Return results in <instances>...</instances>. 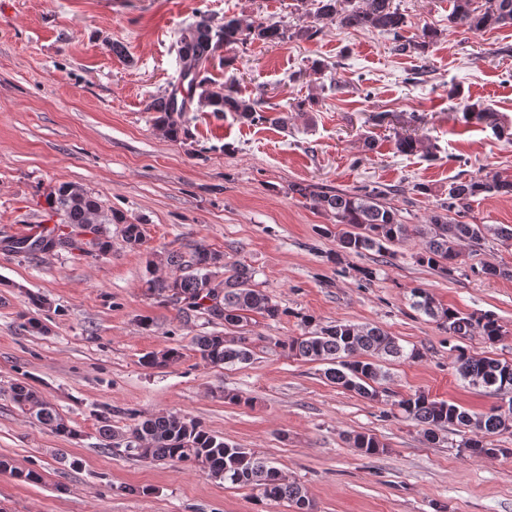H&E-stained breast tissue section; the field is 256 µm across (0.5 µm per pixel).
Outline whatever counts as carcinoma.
<instances>
[{
    "label": "carcinoma",
    "instance_id": "cac0c4a2",
    "mask_svg": "<svg viewBox=\"0 0 512 512\" xmlns=\"http://www.w3.org/2000/svg\"><path fill=\"white\" fill-rule=\"evenodd\" d=\"M315 20L334 21L353 31L379 30L393 37V51L414 53L425 49L436 32L424 28L416 40H405L401 31L406 18L393 6V0H315ZM453 27L465 26L473 32L512 25V0H484L477 6L475 0H454L448 15ZM287 37L276 24L242 26L235 17H224L216 23L202 15L181 31L179 57L180 81L187 82L190 91L200 90L199 102L214 112H232L241 119H260L257 101L239 97L233 84L218 89L201 77L202 67L223 45L248 41L276 42ZM148 110L156 113V123L172 140L187 134L175 115L186 110V99H178L177 91L153 99ZM291 191L309 201L313 208L332 213L336 218V241L342 252L362 255L373 251L384 257L391 247L406 235L407 227L400 222L398 210L384 202L387 192L377 189L323 192L311 184H295ZM512 194V180L496 176L471 177L455 182L448 191V201L433 212L430 221L421 225L422 251L417 262L440 269L449 275L462 257L460 243L481 245L488 231L486 224H468L460 219L461 212L471 198L482 193ZM47 209L60 217L65 230L37 235L13 237L3 241L0 250L6 255H22L35 259L56 251L54 242L64 240L66 249L82 256L105 257L112 254V236L109 225H124L125 242L131 246L143 240L139 224L127 222L117 211L107 212L91 192L71 183H61L45 199ZM166 263L173 268L167 277H150L147 290L175 307L178 317L191 320L195 313L208 316L209 321L226 329H244L250 315L258 314L276 321L285 310L272 300L255 282V272L236 265L223 274L224 255L206 245H193L189 258L169 253ZM411 306L434 320L451 338L465 337L478 327L487 341L494 343L502 336L500 325L493 315L464 313L436 303L425 289L411 291ZM262 341L285 353L308 361L330 365L327 380L338 387L375 401L379 385L386 374L382 362L387 358L414 361L421 357L417 349L404 352L396 337L377 326L336 321L316 327L304 335L287 340L264 337ZM194 345L200 359L212 365L247 363L254 354L249 336H229L213 332L197 336ZM454 369L457 375L474 387L491 388L497 393L512 395V363L491 357H478L454 345ZM182 353L175 347L152 352L142 357L148 367H162L176 363ZM13 403L39 422L53 427L56 432L70 437L78 436L58 410L34 388L16 384L10 393ZM404 417L422 427L426 439L434 441L438 433L450 426L462 432L459 447L468 457L496 456L503 449L487 453V438L511 433L512 418L500 409L487 413H471L456 404L431 399L424 394L402 396L392 402ZM351 447L365 456H377L385 446L370 433H357L348 438ZM124 452L155 462L186 463L202 456L207 461L210 475L233 485L249 487L258 499L296 504L307 499L299 484L286 478L282 471L250 448L229 443L212 432L203 423L178 413H166L137 420L130 426L125 438Z\"/></svg>",
    "mask_w": 512,
    "mask_h": 512
}]
</instances>
